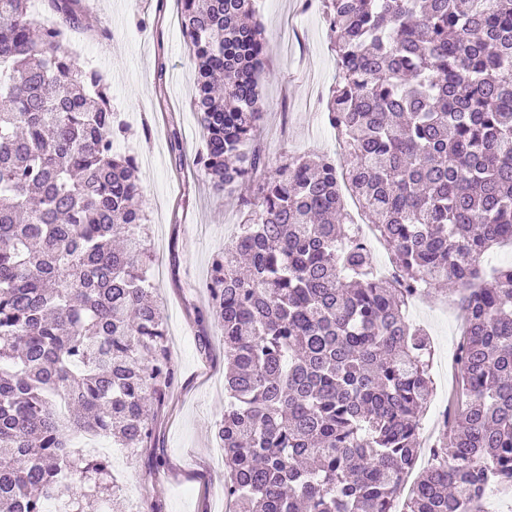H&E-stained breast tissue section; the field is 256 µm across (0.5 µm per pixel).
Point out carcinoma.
Returning <instances> with one entry per match:
<instances>
[{
  "instance_id": "1",
  "label": "carcinoma",
  "mask_w": 512,
  "mask_h": 512,
  "mask_svg": "<svg viewBox=\"0 0 512 512\" xmlns=\"http://www.w3.org/2000/svg\"><path fill=\"white\" fill-rule=\"evenodd\" d=\"M218 191L251 184L213 261L224 336L225 494L243 512H483L512 483V0H318L336 53L325 109L348 193L390 251L380 279L336 160L271 166L255 145L269 54L254 0H178ZM0 0V512L121 497L86 436L148 448L176 382L151 299L134 157L104 76L63 38L82 0ZM460 288L455 393L433 462L400 504L433 392L413 289Z\"/></svg>"
}]
</instances>
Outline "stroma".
<instances>
[{"instance_id": "stroma-1", "label": "stroma", "mask_w": 512, "mask_h": 512, "mask_svg": "<svg viewBox=\"0 0 512 512\" xmlns=\"http://www.w3.org/2000/svg\"><path fill=\"white\" fill-rule=\"evenodd\" d=\"M82 65L102 71L110 104L128 127L121 154L139 167L154 267L153 297L160 305L177 383L159 413L152 447L128 459L109 448L112 472L123 483L125 512H230L224 494V450L215 426L224 413V341L206 284L213 257L247 218L237 199L242 184L214 191L191 162L205 148L194 112V72L175 0H85ZM270 52L263 86L266 118L259 141L272 165L291 154L324 153L334 137L321 117L335 82L336 54L321 11L303 0H258ZM178 129L182 151L172 150ZM454 294L440 289L422 299L411 320L432 347L435 397L447 394L456 373L461 335Z\"/></svg>"}]
</instances>
